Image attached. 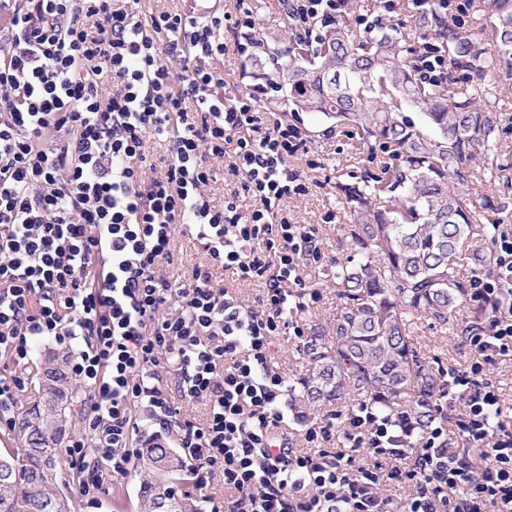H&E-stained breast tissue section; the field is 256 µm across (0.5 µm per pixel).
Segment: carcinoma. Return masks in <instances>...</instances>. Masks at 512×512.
<instances>
[{"label": "carcinoma", "instance_id": "obj_1", "mask_svg": "<svg viewBox=\"0 0 512 512\" xmlns=\"http://www.w3.org/2000/svg\"><path fill=\"white\" fill-rule=\"evenodd\" d=\"M491 42L435 9L416 18L448 57V82L417 78L415 50L390 27L357 33L341 18L311 23L317 38L299 34L283 48L264 44L250 60L253 76L286 91L291 111L351 125L354 154L380 142L394 162L336 182L353 216L346 235L353 257L336 267L340 305L330 327L315 328L304 347L305 372L289 386L292 402L372 401L381 411L410 415L416 430L437 418L433 400L444 390V367L412 336L409 319L444 327L466 288L454 258L471 240L488 237L467 186V166L490 150L497 112L477 106L486 78L512 79V0H489ZM419 113L414 120L407 112ZM44 394L16 419V448L0 454V512H72L55 488L58 446L82 395L66 357L44 350ZM142 476L137 512H186L178 483L189 479L183 458L165 442L147 444L136 462Z\"/></svg>", "mask_w": 512, "mask_h": 512}]
</instances>
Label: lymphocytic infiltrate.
<instances>
[{
	"instance_id": "lymphocytic-infiltrate-1",
	"label": "lymphocytic infiltrate",
	"mask_w": 512,
	"mask_h": 512,
	"mask_svg": "<svg viewBox=\"0 0 512 512\" xmlns=\"http://www.w3.org/2000/svg\"><path fill=\"white\" fill-rule=\"evenodd\" d=\"M0 14V354L13 364L0 371L1 430L35 341L51 340L87 392L63 450L87 503L130 474L142 408L184 454L188 492L222 474L224 512H512V427L486 379L512 359V229L493 238L495 276L471 279L483 310L467 366L445 371L439 419L419 433L364 402L318 424L271 363L282 339L303 340L286 313L324 261L316 225L285 208L309 191L292 164L305 140L257 92L226 98L211 68L256 47L252 11L230 44L223 17L132 0H0ZM219 166L240 183L220 203ZM181 238L203 256L187 278L169 273ZM218 269L261 295L245 303ZM194 403L204 422L182 417Z\"/></svg>"
}]
</instances>
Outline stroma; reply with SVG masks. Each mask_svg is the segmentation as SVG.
I'll list each match as a JSON object with an SVG mask.
<instances>
[{
	"mask_svg": "<svg viewBox=\"0 0 512 512\" xmlns=\"http://www.w3.org/2000/svg\"><path fill=\"white\" fill-rule=\"evenodd\" d=\"M206 12L225 16L224 38L232 40V20L240 11L249 9L256 15L261 34L280 32L283 17L280 0H206ZM481 103L499 111V126L491 143L487 158L475 160L470 166V182L475 199H490L492 206L484 210L487 224L512 226V80L487 85ZM289 123L297 126L307 141L306 152L296 155L295 168L304 172L309 181L307 195L288 202V216L301 224H314L319 228L321 247L325 253L324 267L310 271L306 284L318 290V302L306 304L298 311L297 320L315 326L328 324L336 314V283L333 272L336 265L345 262L351 250L343 240L342 228L351 218L343 199L336 194L335 183L347 178L361 164L354 158L351 148L356 135L354 127L344 125L328 130L326 124L306 113L288 116ZM476 302L465 300L461 306V322L441 328L423 317L413 319L410 329L422 350L431 360L443 367H463L470 358L464 343L463 325L479 316ZM58 487L71 497L76 512H136L140 483L128 476L106 483V490L96 506H86L78 484L73 483L70 471L59 474Z\"/></svg>",
	"mask_w": 512,
	"mask_h": 512,
	"instance_id": "stroma-1",
	"label": "stroma"
}]
</instances>
